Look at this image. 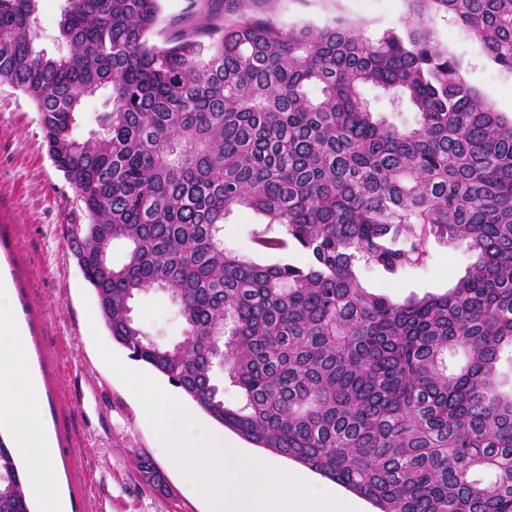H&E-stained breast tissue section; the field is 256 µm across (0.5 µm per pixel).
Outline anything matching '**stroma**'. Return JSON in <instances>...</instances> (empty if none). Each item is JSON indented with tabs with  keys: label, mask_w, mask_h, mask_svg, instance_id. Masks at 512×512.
Returning a JSON list of instances; mask_svg holds the SVG:
<instances>
[{
	"label": "stroma",
	"mask_w": 512,
	"mask_h": 512,
	"mask_svg": "<svg viewBox=\"0 0 512 512\" xmlns=\"http://www.w3.org/2000/svg\"><path fill=\"white\" fill-rule=\"evenodd\" d=\"M250 14L285 27H320L340 18L375 38L400 27L408 0H252ZM434 38L456 59L463 76L497 111L512 116V73L496 65L447 14L433 20ZM364 97L388 123L412 128L419 114L407 102L372 87ZM76 196L48 156L39 114L22 92L0 81V270L13 281L18 312L29 332L43 411L57 443V490L71 512H204L183 491L177 472L141 423L130 389L106 364L99 344L127 355L99 324L96 298L63 236ZM262 218L237 211L224 223V245L262 263L275 254L255 250L252 232ZM420 266L391 278L373 266L360 269L369 291L403 300L442 294L462 276L472 257L466 242L431 243ZM133 314L160 341L183 337V325L162 293L140 294ZM150 458L166 478V491L142 484L138 464Z\"/></svg>",
	"instance_id": "35a3bbf8"
}]
</instances>
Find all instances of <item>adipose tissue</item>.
Masks as SVG:
<instances>
[{
    "mask_svg": "<svg viewBox=\"0 0 512 512\" xmlns=\"http://www.w3.org/2000/svg\"><path fill=\"white\" fill-rule=\"evenodd\" d=\"M14 286L0 273V435L31 465L29 492L42 512H68L55 494V438L42 415L43 389L28 360V331L14 314Z\"/></svg>",
    "mask_w": 512,
    "mask_h": 512,
    "instance_id": "ef3b65f1",
    "label": "adipose tissue"
}]
</instances>
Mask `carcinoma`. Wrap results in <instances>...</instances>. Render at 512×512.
<instances>
[{"mask_svg":"<svg viewBox=\"0 0 512 512\" xmlns=\"http://www.w3.org/2000/svg\"><path fill=\"white\" fill-rule=\"evenodd\" d=\"M38 2L0 0V81L33 102L81 198L64 231L112 341L214 422L378 512H512L499 372L512 350V117L430 27L447 13L512 72V0H411L415 21L377 39L339 19L286 29L248 14L251 0L234 16L207 0L165 24L161 0H64L57 56L33 49ZM367 86L408 102L418 125L377 118ZM97 91L100 133L80 141L77 113ZM238 209L282 227L257 234V250L305 261L224 248ZM432 238L473 256L447 292L398 302L363 287L361 264L395 275L424 263ZM118 242L123 262L103 263ZM148 289L177 306L181 341L132 318ZM226 383L239 404L224 403ZM138 471L162 487L150 460ZM0 512H31L1 439Z\"/></svg>","mask_w":512,"mask_h":512,"instance_id":"1","label":"carcinoma"}]
</instances>
